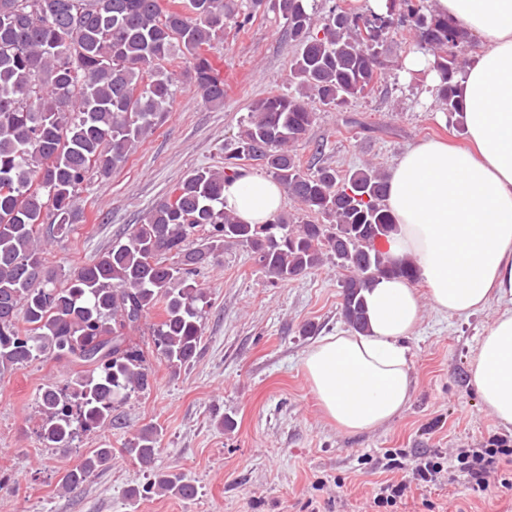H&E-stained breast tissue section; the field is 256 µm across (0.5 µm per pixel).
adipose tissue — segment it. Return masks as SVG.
<instances>
[{
  "mask_svg": "<svg viewBox=\"0 0 512 512\" xmlns=\"http://www.w3.org/2000/svg\"><path fill=\"white\" fill-rule=\"evenodd\" d=\"M434 14L462 24L482 50L457 76L467 143L417 142L388 176L386 204L397 230L391 261H413L433 307L467 316L495 306L468 366L483 409L512 426V0H429ZM274 180L246 173L224 184V208L246 224L283 208ZM366 331L322 338L302 360L323 414L344 432L374 430L404 411L414 379L407 339L420 322V297L401 279L365 294Z\"/></svg>",
  "mask_w": 512,
  "mask_h": 512,
  "instance_id": "obj_1",
  "label": "adipose tissue"
}]
</instances>
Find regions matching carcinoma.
I'll return each mask as SVG.
<instances>
[{
  "label": "carcinoma",
  "instance_id": "cac0c4a2",
  "mask_svg": "<svg viewBox=\"0 0 512 512\" xmlns=\"http://www.w3.org/2000/svg\"><path fill=\"white\" fill-rule=\"evenodd\" d=\"M298 52L290 64L297 94L253 102L224 169L190 173L92 263L65 285L46 265L41 234L63 237L83 221L79 191L126 162L169 114L175 80L163 67L174 49L191 56L190 78L203 100L224 104V78L206 56L224 30L244 28L266 0H0V372L37 359L75 363L66 384L40 388L39 438L70 448L80 435L121 423L116 407L153 384L149 356L180 369L197 358L209 299L197 280L224 243L251 250L277 281H288L332 258L346 271L341 311L355 331L366 326L363 293L382 278L420 280L411 262L391 263L376 242L397 224L387 209L386 177L365 166L340 174L330 166L306 172L292 147L306 139L316 113L306 99L342 107L381 79L379 49L388 26L370 35L379 14L342 8L319 21L308 0H275ZM397 25L417 33L432 52L448 113L462 111L453 80L465 66L460 24L423 11L416 0H390ZM256 160L295 199L304 218L277 215L243 224L224 210V182ZM151 341L133 333L153 311ZM159 431L146 427L124 443L127 458L151 466ZM112 465V449H95L61 480L70 491ZM172 493L185 500L195 485L177 472L128 491L131 498Z\"/></svg>",
  "mask_w": 512,
  "mask_h": 512
}]
</instances>
